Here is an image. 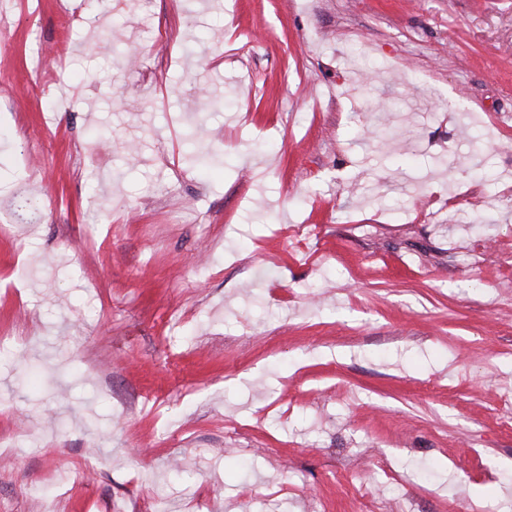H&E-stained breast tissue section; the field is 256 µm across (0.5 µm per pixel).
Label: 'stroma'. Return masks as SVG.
<instances>
[{
  "label": "stroma",
  "instance_id": "stroma-1",
  "mask_svg": "<svg viewBox=\"0 0 512 512\" xmlns=\"http://www.w3.org/2000/svg\"><path fill=\"white\" fill-rule=\"evenodd\" d=\"M1 14L0 512H512V0Z\"/></svg>",
  "mask_w": 512,
  "mask_h": 512
}]
</instances>
